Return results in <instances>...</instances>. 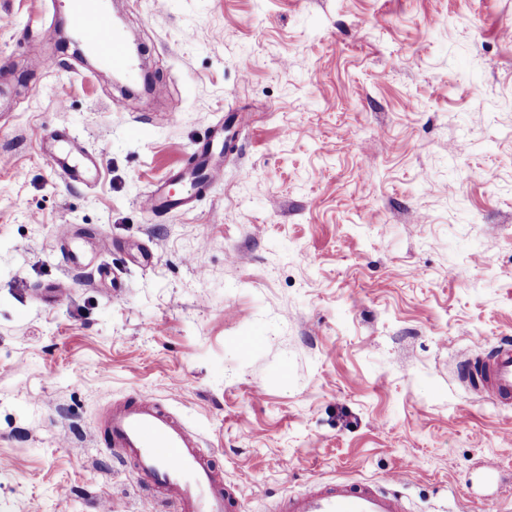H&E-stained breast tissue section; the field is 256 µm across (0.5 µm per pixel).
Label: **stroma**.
<instances>
[{"label":"stroma","mask_w":512,"mask_h":512,"mask_svg":"<svg viewBox=\"0 0 512 512\" xmlns=\"http://www.w3.org/2000/svg\"><path fill=\"white\" fill-rule=\"evenodd\" d=\"M106 2L151 97L31 34L65 0H0V512H174L101 442L135 394L242 512L394 473L410 512H512V406L454 371L512 336V0ZM58 134L92 179L52 168ZM176 176L189 210H145Z\"/></svg>","instance_id":"1"}]
</instances>
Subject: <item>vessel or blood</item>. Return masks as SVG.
Here are the masks:
<instances>
[{
  "label": "vessel or blood",
  "mask_w": 512,
  "mask_h": 512,
  "mask_svg": "<svg viewBox=\"0 0 512 512\" xmlns=\"http://www.w3.org/2000/svg\"><path fill=\"white\" fill-rule=\"evenodd\" d=\"M73 28L86 48L119 71L133 62L125 38L114 26L101 0H69ZM47 155L56 171L87 180L94 157L81 153L77 142L58 140ZM146 210L181 209L186 197L171 186L158 187L143 200ZM469 387L503 406L512 405V340L501 339L488 353L461 360L456 369ZM106 444L122 449L136 465L142 481L177 506L176 512H241L240 493L224 482L205 456L196 436L157 400L138 396L112 407L102 422ZM276 512H410L397 493L365 481L316 483L306 491L281 497Z\"/></svg>",
  "instance_id": "b4317fda"
}]
</instances>
